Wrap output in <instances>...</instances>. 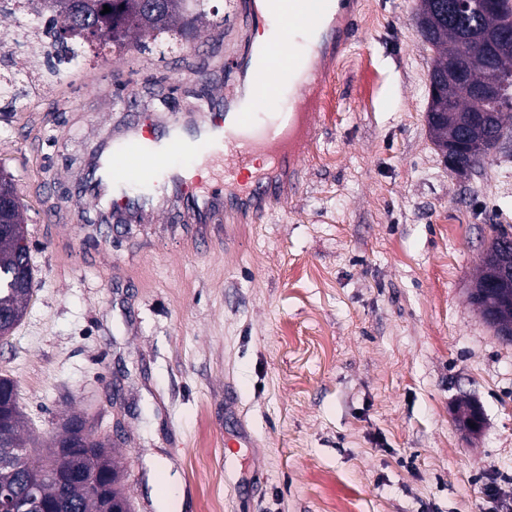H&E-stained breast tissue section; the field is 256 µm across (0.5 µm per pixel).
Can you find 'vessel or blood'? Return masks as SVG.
<instances>
[{
	"label": "vessel or blood",
	"instance_id": "b4317fda",
	"mask_svg": "<svg viewBox=\"0 0 512 512\" xmlns=\"http://www.w3.org/2000/svg\"><path fill=\"white\" fill-rule=\"evenodd\" d=\"M261 20L273 36L261 51H245L228 64L232 90L223 106L194 105L164 118L142 112L111 131L92 158L78 200L50 221L80 226L82 210L97 209L104 224L123 227L159 212L158 190L186 205L193 224H218L227 207L264 212L274 188L271 177L297 178L306 147L316 136L312 90H325L331 71L317 49L296 52L287 67L273 63L277 45L296 44L301 33H320L333 57H340L354 36L356 13L335 12L329 0H263ZM292 106L283 123L267 121L282 97ZM217 158L224 176L207 183L188 176L183 160Z\"/></svg>",
	"mask_w": 512,
	"mask_h": 512
}]
</instances>
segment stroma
<instances>
[{
    "instance_id": "35a3bbf8",
    "label": "stroma",
    "mask_w": 512,
    "mask_h": 512,
    "mask_svg": "<svg viewBox=\"0 0 512 512\" xmlns=\"http://www.w3.org/2000/svg\"><path fill=\"white\" fill-rule=\"evenodd\" d=\"M418 0H360L295 188L262 217H160L102 237L50 223L108 128L226 95L221 30L160 61L90 46L45 95L0 99V166L23 201L32 296L0 342L29 432L60 417L111 438L135 512H494L512 477V344L468 301L495 224H512V138L451 173L426 121L436 51ZM0 76L46 74L18 25ZM207 65L208 81L186 80ZM471 400L477 432L457 426ZM168 470V508L154 478Z\"/></svg>"
}]
</instances>
